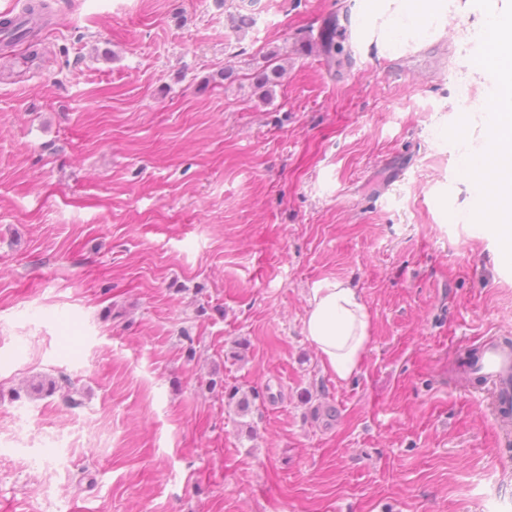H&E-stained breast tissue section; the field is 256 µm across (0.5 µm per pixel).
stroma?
I'll use <instances>...</instances> for the list:
<instances>
[{"label":"stroma","instance_id":"stroma-1","mask_svg":"<svg viewBox=\"0 0 512 512\" xmlns=\"http://www.w3.org/2000/svg\"><path fill=\"white\" fill-rule=\"evenodd\" d=\"M47 2L35 62L0 50V512H512V427L454 372L512 341L499 239L453 219L478 9L331 65L352 0ZM338 279L346 381L303 334ZM303 334L322 366L339 380H348L362 363L371 341L368 310L357 288L336 280L312 289Z\"/></svg>","mask_w":512,"mask_h":512}]
</instances>
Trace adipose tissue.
Wrapping results in <instances>:
<instances>
[{
    "mask_svg": "<svg viewBox=\"0 0 512 512\" xmlns=\"http://www.w3.org/2000/svg\"><path fill=\"white\" fill-rule=\"evenodd\" d=\"M303 334L325 370L340 380L351 378L371 341L370 316L357 288L338 280L313 289Z\"/></svg>",
    "mask_w": 512,
    "mask_h": 512,
    "instance_id": "obj_1",
    "label": "adipose tissue"
}]
</instances>
